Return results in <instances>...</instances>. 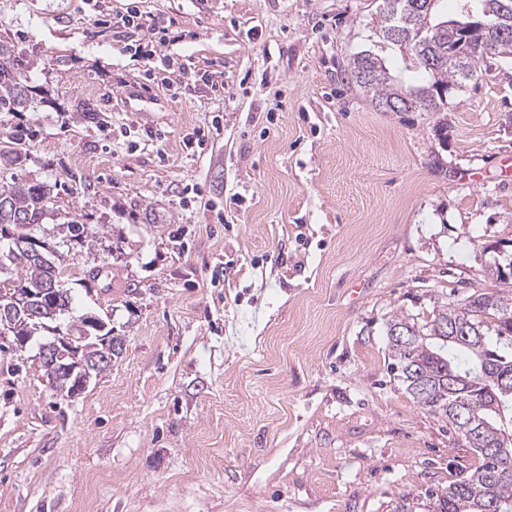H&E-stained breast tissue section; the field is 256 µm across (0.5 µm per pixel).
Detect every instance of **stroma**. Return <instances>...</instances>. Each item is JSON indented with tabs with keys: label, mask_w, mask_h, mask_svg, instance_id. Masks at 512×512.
Returning a JSON list of instances; mask_svg holds the SVG:
<instances>
[{
	"label": "stroma",
	"mask_w": 512,
	"mask_h": 512,
	"mask_svg": "<svg viewBox=\"0 0 512 512\" xmlns=\"http://www.w3.org/2000/svg\"><path fill=\"white\" fill-rule=\"evenodd\" d=\"M129 2L0 0L36 89L0 112V134L28 130L0 185L52 186L45 236L98 230L64 285L124 339L73 398L39 339L0 340V512H427L478 460L391 373L386 323L499 288L512 61L445 111L385 112L344 77L383 0H139L137 56L110 24Z\"/></svg>",
	"instance_id": "stroma-1"
}]
</instances>
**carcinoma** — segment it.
<instances>
[{
    "label": "carcinoma",
    "mask_w": 512,
    "mask_h": 512,
    "mask_svg": "<svg viewBox=\"0 0 512 512\" xmlns=\"http://www.w3.org/2000/svg\"><path fill=\"white\" fill-rule=\"evenodd\" d=\"M411 2L400 0L394 11L383 8L380 37L419 70L421 85L409 89L394 85L383 59L371 50L355 54L347 65L349 83L374 106L404 112L397 99L405 93L419 111L442 112L448 98L441 96V90L466 86L482 73L488 59H512V36H499L501 30L512 31V0H457L459 12L467 3L480 13L489 12L487 39L472 46L449 29L437 35L432 32L450 22L439 11L444 0H436L429 14L412 9ZM428 56H438L442 62L429 69L422 65ZM33 90L21 53L0 43V112L23 111ZM51 201L50 188L41 182L14 178L0 186V271L8 264L16 270L11 281L0 280V293L57 286L61 260L70 248L96 245L97 232L77 219L66 225L62 243L51 246L41 240L37 230ZM58 293L55 300L31 299L42 313L26 319L19 335L27 342L35 336L52 342L58 329L68 336H83L78 359L101 360L109 350L98 337L109 335L111 329L99 316L79 312L69 290L60 288ZM386 336L392 370L412 399L445 419L461 438L465 434L455 420L460 411L478 430L477 442L465 444L480 464L435 493L433 512H512V444L508 452L500 451L498 417L503 407L512 419V392L504 393L497 384L503 375L512 380V302L493 291H476L462 303L432 312L429 319L396 315L386 324ZM456 351L467 352L469 359L458 361Z\"/></svg>",
    "instance_id": "1"
}]
</instances>
